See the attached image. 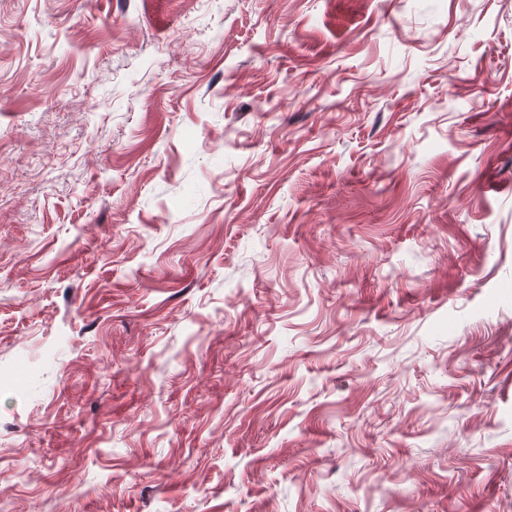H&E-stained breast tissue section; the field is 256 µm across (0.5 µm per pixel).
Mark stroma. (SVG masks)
Segmentation results:
<instances>
[{"label":"stroma","instance_id":"1","mask_svg":"<svg viewBox=\"0 0 512 512\" xmlns=\"http://www.w3.org/2000/svg\"><path fill=\"white\" fill-rule=\"evenodd\" d=\"M0 512H512V0H0Z\"/></svg>","mask_w":512,"mask_h":512}]
</instances>
